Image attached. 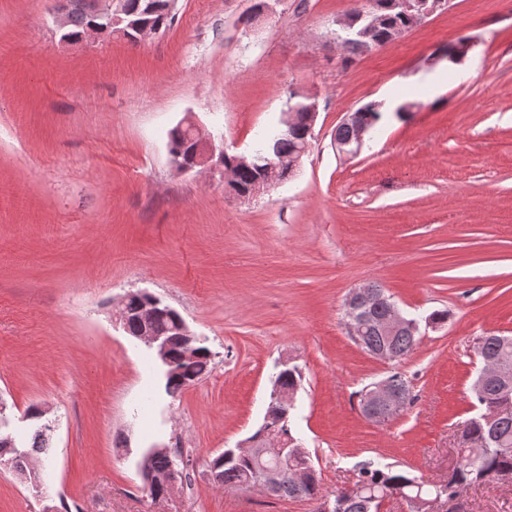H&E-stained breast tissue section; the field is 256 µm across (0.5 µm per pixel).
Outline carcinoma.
Masks as SVG:
<instances>
[{"label":"carcinoma","mask_w":512,"mask_h":512,"mask_svg":"<svg viewBox=\"0 0 512 512\" xmlns=\"http://www.w3.org/2000/svg\"><path fill=\"white\" fill-rule=\"evenodd\" d=\"M82 5L75 7L70 15L69 24L62 32L64 37H77L102 19L95 13L96 0H80ZM158 9L144 17L151 27L160 32L166 30L172 22V15L165 10L168 0H157ZM374 9L381 17V25L372 35V39L383 46L388 43L391 33L397 29L408 31L416 26L413 16L398 5V0H352L349 10L350 18H356L361 11ZM382 103L369 102L361 107L364 119L377 127L383 113ZM313 128L310 115L298 110L295 112L294 125L288 129L280 126L265 131L255 143L251 154L250 166L236 168L235 180L230 188L238 195L243 194L253 184L268 177L270 165L295 153L303 142L311 141ZM196 152V143L180 126H175L168 135L169 158L178 162H189ZM373 320L369 321L361 334L362 342L379 348L385 344L397 351L399 358H404L416 347L420 331L412 328L399 330L395 337L386 340L377 323L388 315L380 302L372 306ZM176 319L170 315L159 317L152 329L168 337L169 355L174 362L170 377L165 382V391L174 397L196 381L209 375L215 360L212 350L201 342H188L175 332ZM477 353L482 362L495 363L501 369V377L480 384L475 379L471 393L478 413L469 419V434L472 441L483 444L480 455L465 457L462 465L448 473L440 486L428 485L411 472L392 464L369 461L361 465L353 486L336 494L335 512H376L379 504L394 497H420L429 499L436 490L453 498L463 494L470 486L489 478H500L503 474L512 475V344H502L495 334L481 336L477 342ZM275 380L288 389H298L302 381V372L298 366L279 371ZM50 425L42 424L33 434L29 445L16 447V467L20 473L30 471L29 460L35 454L47 451L49 439L47 431ZM175 453L169 448H153L142 459L144 475L150 479L148 487L150 496L166 497L161 477L167 472ZM214 480L224 485H239L257 468L256 461L237 452L234 448L224 450L209 463ZM318 493L316 474H308L303 483H294L289 476H284L281 484L271 490L278 498L312 499Z\"/></svg>","instance_id":"1"}]
</instances>
